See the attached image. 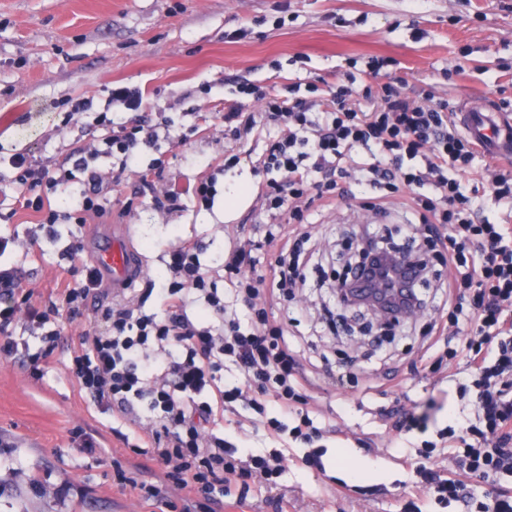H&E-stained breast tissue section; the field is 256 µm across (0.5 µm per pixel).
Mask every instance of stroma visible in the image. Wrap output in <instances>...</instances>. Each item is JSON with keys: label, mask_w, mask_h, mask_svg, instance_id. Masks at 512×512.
Here are the masks:
<instances>
[{"label": "stroma", "mask_w": 512, "mask_h": 512, "mask_svg": "<svg viewBox=\"0 0 512 512\" xmlns=\"http://www.w3.org/2000/svg\"><path fill=\"white\" fill-rule=\"evenodd\" d=\"M374 57L396 60L397 75L451 108L488 98L506 102L512 113V0H0V114L14 115L13 125L0 127V154L57 160L100 135L99 113L131 120V113L107 107L112 84L124 83L143 90L144 114L163 112L195 128L187 146L164 142L159 150L167 183L184 188L206 163L224 159V101L235 79L277 90L291 79L332 83L366 70ZM79 97L91 99V110L66 120ZM135 189L130 183L108 198L105 223L88 224L84 260L94 261L96 244L122 224L132 225L153 273L179 238L198 239L216 266L226 231L241 224L246 235H263L249 216L256 205L251 189L236 201L220 193L210 210L186 195L168 214ZM361 219L344 202L315 216L319 262L336 256L343 232ZM74 230L55 225L30 251L0 258L41 304L55 299L65 276L60 253L74 242ZM307 297L312 313L290 332L313 383L310 408L348 436L329 444L320 470L302 462L310 445L293 443L277 488L245 492L229 481L216 512H404V451L391 446L379 412L411 409L429 387L410 372L425 353L428 322L407 324L376 348L322 330L315 313L328 288H309ZM83 328L64 326L42 381L30 378L20 357L0 356V512H184L202 502L195 490H171L160 470H144V457L113 433L121 418L80 393L69 363ZM350 358L359 385L338 388L328 371ZM253 416L242 406L224 416V437L238 442L243 456L281 445L251 425ZM78 428L100 441L101 451L83 450L72 436ZM150 485L158 496L147 497Z\"/></svg>", "instance_id": "stroma-1"}]
</instances>
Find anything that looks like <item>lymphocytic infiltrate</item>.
I'll use <instances>...</instances> for the list:
<instances>
[{"label":"lymphocytic infiltrate","instance_id":"1","mask_svg":"<svg viewBox=\"0 0 512 512\" xmlns=\"http://www.w3.org/2000/svg\"><path fill=\"white\" fill-rule=\"evenodd\" d=\"M369 75L361 83L351 74L334 85L295 83L284 96L250 80L237 82L238 99L224 109V137L233 147L223 164L184 192L157 191L164 160L143 167L139 159L143 149L162 139L184 146L187 135L172 134L168 118H139L142 93L113 86L112 101L136 113V120L106 123L101 138L60 160L25 152L9 157L14 198L40 216L37 229L23 237L34 245L40 229L70 221L83 227L106 218L104 199L132 169L161 212L175 210L186 192L201 206L213 207L219 175L247 161L260 177V208L271 217L263 242L269 269L278 280L277 293L290 302L315 258L304 230L315 210L338 197L376 214L402 208L412 217L410 230H424L427 246L446 271L436 291L438 317L428 330L444 349L430 358L428 370L437 374L461 365L454 393L470 410L448 413L444 399L431 397L421 411H389L388 428L402 440L426 432L439 413H447L436 440L422 441L404 457L413 496L461 501L476 512H512L511 495L480 498L465 482L469 476L512 474V170L483 160L475 143L459 132L446 101L425 90L408 95L404 80L385 71L383 62H372ZM268 126L277 134L263 154L253 156L245 143ZM102 156L117 161L111 177L95 167ZM352 181L375 188V195L351 193ZM72 183L84 187L75 213L48 207L50 194ZM282 215L287 223H279ZM202 254L199 242L179 240L166 253L164 276L145 277L136 297L113 296L100 269L82 265L79 279L67 282L45 310L33 302V290L21 287L15 267L0 264V353L22 355L30 376L43 379L58 326L89 317L70 359L80 391L135 427L139 442L133 453L150 457L174 487H196L211 502L229 475L275 487L287 461L280 451L238 457L235 445L218 433L232 404L251 409L270 434L296 441L333 435L337 428H318L309 415L307 378L285 325L268 317L272 293L252 271L248 242L234 243L217 269L206 265ZM228 292L249 309L248 321L229 308ZM153 295L162 315L144 310ZM21 316L43 330V351L19 344L12 326ZM228 360L238 369L229 381L222 375ZM143 403L150 417L140 415Z\"/></svg>","mask_w":512,"mask_h":512}]
</instances>
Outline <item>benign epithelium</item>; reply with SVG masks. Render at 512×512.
<instances>
[{
	"label": "benign epithelium",
	"instance_id": "7a95c632",
	"mask_svg": "<svg viewBox=\"0 0 512 512\" xmlns=\"http://www.w3.org/2000/svg\"><path fill=\"white\" fill-rule=\"evenodd\" d=\"M413 260L410 246L398 245L388 237L380 238L366 256L355 251L344 257L343 276L337 283L339 302L360 316L365 332L386 334L399 323L423 316L425 308L405 302L409 295L418 294L419 280L402 277L405 264Z\"/></svg>",
	"mask_w": 512,
	"mask_h": 512
}]
</instances>
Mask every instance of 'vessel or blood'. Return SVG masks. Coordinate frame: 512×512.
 Listing matches in <instances>:
<instances>
[{
	"mask_svg": "<svg viewBox=\"0 0 512 512\" xmlns=\"http://www.w3.org/2000/svg\"><path fill=\"white\" fill-rule=\"evenodd\" d=\"M459 125L484 153L501 160L512 159V119L507 115L467 105L461 109ZM96 261L111 275L112 289L116 292L134 287L146 272L134 232L129 228L101 240Z\"/></svg>",
	"mask_w": 512,
	"mask_h": 512,
	"instance_id": "1",
	"label": "vessel or blood"
}]
</instances>
